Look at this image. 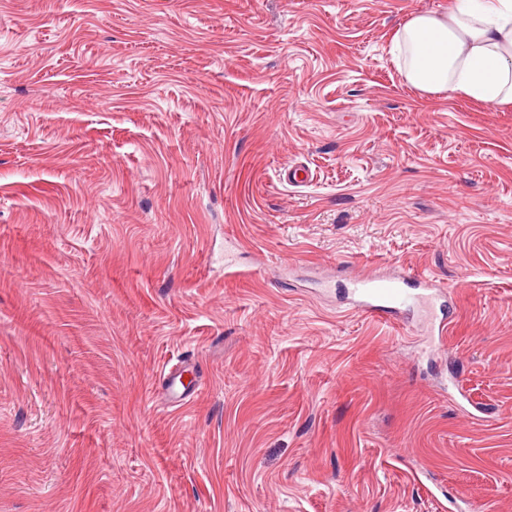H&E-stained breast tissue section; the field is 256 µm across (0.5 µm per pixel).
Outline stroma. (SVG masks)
I'll use <instances>...</instances> for the list:
<instances>
[{
	"label": "stroma",
	"mask_w": 512,
	"mask_h": 512,
	"mask_svg": "<svg viewBox=\"0 0 512 512\" xmlns=\"http://www.w3.org/2000/svg\"><path fill=\"white\" fill-rule=\"evenodd\" d=\"M451 3L0 0V512H512V108L390 53ZM407 269L442 348L346 298ZM193 370L184 365H175L163 374L162 390L166 400L174 405L181 404L191 395L201 389V382L196 381V375L188 383L184 382L186 375H192Z\"/></svg>",
	"instance_id": "obj_1"
}]
</instances>
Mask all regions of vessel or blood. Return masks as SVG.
<instances>
[{
  "label": "vessel or blood",
  "instance_id": "obj_1",
  "mask_svg": "<svg viewBox=\"0 0 512 512\" xmlns=\"http://www.w3.org/2000/svg\"><path fill=\"white\" fill-rule=\"evenodd\" d=\"M432 284L431 277L407 271L389 278L375 276L356 279L348 293L353 308L370 317L382 319L412 303H429L431 297L428 290ZM189 373V367L184 365L173 366L164 373L162 390L166 400L180 404L200 391V382L190 379Z\"/></svg>",
  "mask_w": 512,
  "mask_h": 512
}]
</instances>
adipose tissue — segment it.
<instances>
[{"label": "adipose tissue", "instance_id": "ef3b65f1", "mask_svg": "<svg viewBox=\"0 0 512 512\" xmlns=\"http://www.w3.org/2000/svg\"><path fill=\"white\" fill-rule=\"evenodd\" d=\"M409 85L512 105V0H459L448 13H417L392 40Z\"/></svg>", "mask_w": 512, "mask_h": 512}]
</instances>
